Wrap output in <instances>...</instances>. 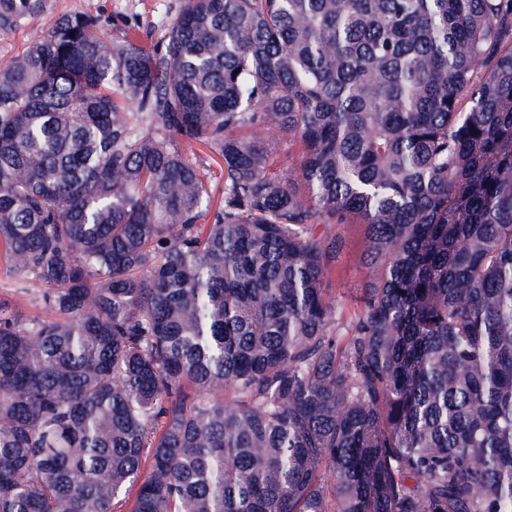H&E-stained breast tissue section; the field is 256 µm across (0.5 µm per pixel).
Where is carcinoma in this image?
Instances as JSON below:
<instances>
[{
  "label": "carcinoma",
  "instance_id": "obj_1",
  "mask_svg": "<svg viewBox=\"0 0 512 512\" xmlns=\"http://www.w3.org/2000/svg\"><path fill=\"white\" fill-rule=\"evenodd\" d=\"M0 248L51 312L0 300V512H512V0L61 16L0 65ZM189 153L195 154V157L201 163L203 166L205 172L212 177L213 184L216 186V195L218 196V191H220V194L222 193L223 189V181L222 179H219L220 177V166L219 164L212 158V154L208 155L204 151H202L197 144H189ZM219 179V181H218ZM317 236H336L342 241L340 251L331 262L327 275V293L336 308L342 312L345 322L355 316L359 297L370 279L364 263L367 248L366 230L363 224H333L320 226Z\"/></svg>",
  "mask_w": 512,
  "mask_h": 512
}]
</instances>
